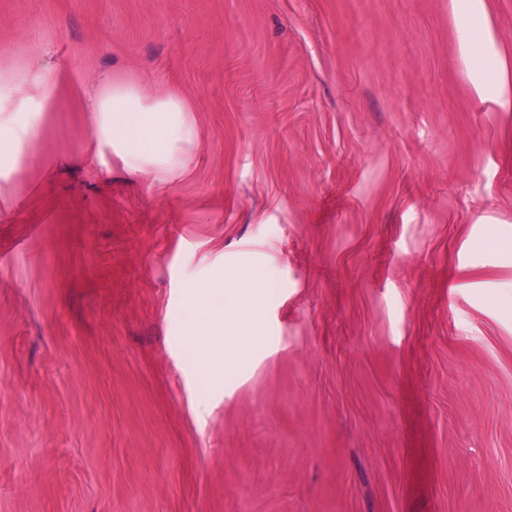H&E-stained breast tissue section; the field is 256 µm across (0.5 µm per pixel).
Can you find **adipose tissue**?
<instances>
[{
  "mask_svg": "<svg viewBox=\"0 0 512 512\" xmlns=\"http://www.w3.org/2000/svg\"><path fill=\"white\" fill-rule=\"evenodd\" d=\"M484 18L485 0H465L459 14V43L478 97L492 96L497 111L512 113V80L499 69L495 35ZM87 109L100 115L99 138L119 148L130 167H158L169 177L180 172L182 164L174 159L175 149L191 146L193 129L185 119L189 106L179 95L150 97L136 82L115 78L90 98ZM275 285L270 277L245 288L235 272H226L221 310L206 304L212 285L200 283L189 289L184 342L205 378H219L221 351L240 352L253 342L259 309Z\"/></svg>",
  "mask_w": 512,
  "mask_h": 512,
  "instance_id": "obj_1",
  "label": "adipose tissue"
}]
</instances>
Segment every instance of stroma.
<instances>
[{
    "label": "stroma",
    "instance_id": "35a3bbf8",
    "mask_svg": "<svg viewBox=\"0 0 512 512\" xmlns=\"http://www.w3.org/2000/svg\"><path fill=\"white\" fill-rule=\"evenodd\" d=\"M512 76V0H486ZM452 0H0V512H512V115ZM178 93L174 178L84 93ZM275 276L203 389L186 294Z\"/></svg>",
    "mask_w": 512,
    "mask_h": 512
}]
</instances>
